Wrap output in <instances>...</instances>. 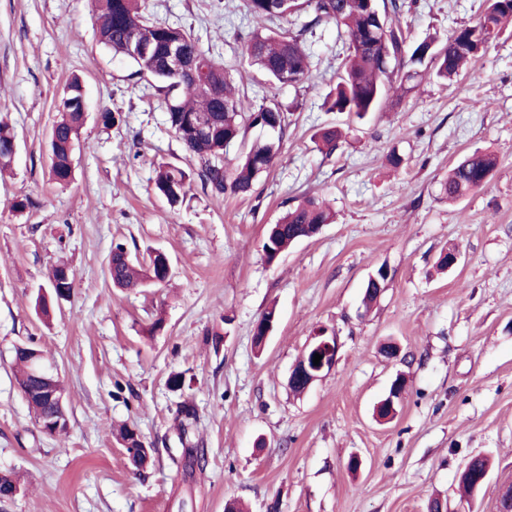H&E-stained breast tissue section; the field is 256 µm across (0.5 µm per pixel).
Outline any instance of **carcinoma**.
I'll list each match as a JSON object with an SVG mask.
<instances>
[{"label":"carcinoma","instance_id":"obj_1","mask_svg":"<svg viewBox=\"0 0 512 512\" xmlns=\"http://www.w3.org/2000/svg\"><path fill=\"white\" fill-rule=\"evenodd\" d=\"M406 0H383L380 19L366 12L363 0H243L246 15L262 23L306 12L310 19L300 28L275 31L264 26L243 38L244 52L251 65L277 84L297 86L313 77V54L307 35L321 25L336 27L342 41V71L335 91L327 98L329 112H348L357 118L376 111L387 89L403 87L418 76L413 66L429 61L433 73L441 80H451L463 72L470 61L512 23V0H487L483 19L475 25H461L448 35L446 44L434 50L435 39L428 37L409 46L400 16ZM100 43L116 57L128 60L141 72L145 61L134 55V40L150 43L155 48L154 63L160 64L164 46L179 42L187 52L199 55L205 62L206 74L200 80L177 79L158 68L153 76L155 88L164 95L167 122L190 154L198 161L195 176L203 187L216 194H247L257 178L269 170L286 136L288 123L276 105L256 104L236 88L230 66L203 49L190 32L181 27L152 21L146 14L145 0H94ZM83 88L79 77H73L57 99L58 120L50 132L51 163L49 176L59 185L74 178L71 141L79 135L85 116L74 104ZM266 135L242 147L235 160L228 159L231 145L244 140L251 128ZM11 128L0 122V171L10 167L8 142ZM497 160L487 151H474L448 171L442 184L443 194L455 201L486 183ZM190 175L177 166L161 164L154 180L159 195L175 205L186 195ZM332 215L322 202L310 197L289 209L275 224L269 225L263 244L267 261H274L291 243L317 234ZM112 285L121 289L148 288L167 280L161 253L150 256L144 264L132 259L125 247H112L108 263ZM277 321L275 308L268 309L254 328V345L266 343L269 323ZM30 347L15 348L19 385L30 390L29 407L38 420L51 412L37 394L41 383L29 371ZM179 431L189 433L197 425L194 407L182 405L177 410ZM119 439L127 450L129 464L136 470L145 467L154 452L140 440L138 432L124 425Z\"/></svg>","mask_w":512,"mask_h":512}]
</instances>
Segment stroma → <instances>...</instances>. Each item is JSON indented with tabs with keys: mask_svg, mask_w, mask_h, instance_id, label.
Here are the masks:
<instances>
[{
	"mask_svg": "<svg viewBox=\"0 0 512 512\" xmlns=\"http://www.w3.org/2000/svg\"><path fill=\"white\" fill-rule=\"evenodd\" d=\"M238 4L147 0L153 20L191 31L233 64L241 91L290 122L251 193L216 194L195 179L174 207L155 192V170L197 161L151 79L99 42L93 0H0V118L17 141L0 178V472L20 487L0 512H226L232 499L248 512H427L436 498L456 504L478 454L492 467L476 508L497 512L512 486V28L454 81L421 75L359 121L324 107L339 67L333 27L309 39L310 83L272 85L242 52L256 22ZM483 10L484 0H417L402 26L410 41L442 43ZM75 75L88 118L74 179L61 186L48 174L49 133ZM104 109L119 122L103 127ZM325 126L343 133L330 152L314 141ZM476 150L495 153L496 169L448 201L449 169ZM23 195L33 207L12 211ZM312 196L333 223L267 262L268 225ZM116 243L142 258L163 251L167 281L113 288ZM451 249L458 264L438 272ZM59 263L73 289L46 319L36 298L51 295ZM380 268L384 288L364 306ZM271 307L277 323L259 352L253 329ZM321 326L339 339L336 365L295 395L292 367ZM22 343L48 351L67 431L42 432L29 408L13 370ZM391 343L399 358L386 355ZM177 375L186 387L171 386ZM399 375L397 413L377 421L373 408ZM185 402L199 415L190 440L206 452L201 471L168 458ZM123 423L154 451L143 471L113 433Z\"/></svg>",
	"mask_w": 512,
	"mask_h": 512,
	"instance_id": "35a3bbf8",
	"label": "stroma"
}]
</instances>
